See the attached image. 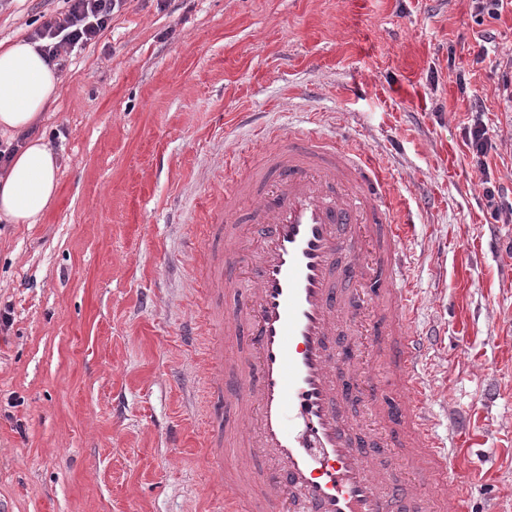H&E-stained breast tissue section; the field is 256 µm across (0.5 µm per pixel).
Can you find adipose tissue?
I'll return each instance as SVG.
<instances>
[{
  "label": "adipose tissue",
  "mask_w": 512,
  "mask_h": 512,
  "mask_svg": "<svg viewBox=\"0 0 512 512\" xmlns=\"http://www.w3.org/2000/svg\"><path fill=\"white\" fill-rule=\"evenodd\" d=\"M61 77L35 44L0 45V133L25 135L22 147L0 172V217L14 224L40 221L58 193L57 156L28 131L57 100Z\"/></svg>",
  "instance_id": "obj_1"
}]
</instances>
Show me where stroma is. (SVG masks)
I'll list each match as a JSON object with an SVG mask.
<instances>
[{
	"mask_svg": "<svg viewBox=\"0 0 512 512\" xmlns=\"http://www.w3.org/2000/svg\"><path fill=\"white\" fill-rule=\"evenodd\" d=\"M66 8L0 0V42ZM491 27L478 64L472 0H127L74 52L35 129L59 195L39 223L0 221V512H222L211 459L235 422L206 352H236L224 312L245 297L193 250L223 257L225 177L307 121L396 178L437 430L468 512H512V223L486 205L456 84L512 138L494 68L512 12Z\"/></svg>",
	"mask_w": 512,
	"mask_h": 512,
	"instance_id": "obj_1",
	"label": "stroma"
}]
</instances>
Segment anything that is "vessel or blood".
Here are the masks:
<instances>
[{
  "mask_svg": "<svg viewBox=\"0 0 512 512\" xmlns=\"http://www.w3.org/2000/svg\"><path fill=\"white\" fill-rule=\"evenodd\" d=\"M272 176L224 182V290L244 293L224 333V401L236 413L224 512H466L448 476L428 347L411 334L408 226L394 187L365 151L314 131H270ZM248 226H241V214ZM257 242L243 255L242 230Z\"/></svg>",
  "mask_w": 512,
  "mask_h": 512,
  "instance_id": "vessel-or-blood-1",
  "label": "vessel or blood"
}]
</instances>
